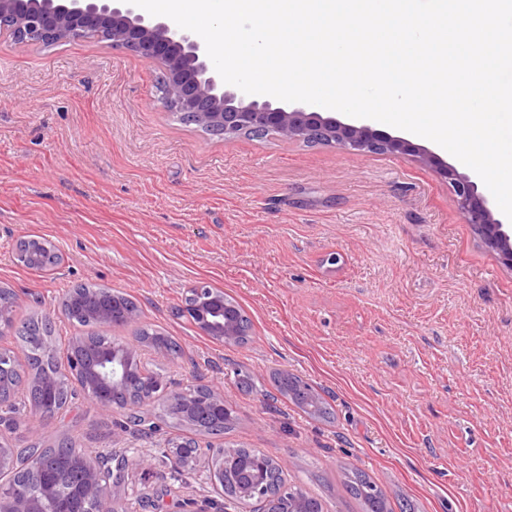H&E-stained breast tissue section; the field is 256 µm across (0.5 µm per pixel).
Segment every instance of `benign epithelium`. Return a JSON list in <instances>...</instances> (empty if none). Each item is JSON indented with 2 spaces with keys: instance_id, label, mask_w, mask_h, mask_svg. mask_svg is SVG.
<instances>
[{
  "instance_id": "obj_1",
  "label": "benign epithelium",
  "mask_w": 512,
  "mask_h": 512,
  "mask_svg": "<svg viewBox=\"0 0 512 512\" xmlns=\"http://www.w3.org/2000/svg\"><path fill=\"white\" fill-rule=\"evenodd\" d=\"M92 34L162 69L169 100L183 121L217 127L226 139L268 133L287 141L334 145L358 154L408 155L421 164L435 166L453 191L466 223L474 226L501 264L512 268V224L505 223L494 211L491 194L477 178L459 172L409 140L378 133L365 123L354 125L324 117L308 106L285 108L269 101L250 100L248 94L223 82L205 44L193 32L171 21L145 16L123 0H0V42L57 43ZM189 297L193 298L191 308L204 317L198 325L203 335L221 342L236 341L235 315L224 307V300L204 284L190 289ZM16 305L15 297L0 292L1 336L16 330ZM90 313L109 326L137 318V314L106 297L100 298ZM139 351L136 343L116 341L108 348L93 349L86 337L76 336L66 363L51 372L31 375L29 384L46 394L75 382L104 414L110 415L118 407L129 422L142 417L157 393H165L164 412L183 418L190 429L182 441L169 437L160 444L161 457L169 470L185 473L203 463L219 497H224V480L228 479L236 484L243 512H277L276 502L267 494L266 474L250 470L246 472L247 480L237 482L235 449L202 448L192 434L202 428L203 422L224 411L221 385L209 383L198 394L184 393L168 388L162 375L143 370L138 375L139 392L126 396L119 405L112 402V393L127 384L126 359L138 357ZM38 470L33 490L0 483V512H56L60 480L45 462L38 465ZM74 503L72 512H82L88 505L93 506V512H131L113 502L107 469L90 458L81 465Z\"/></svg>"
}]
</instances>
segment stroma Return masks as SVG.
<instances>
[{"instance_id":"stroma-1","label":"stroma","mask_w":512,"mask_h":512,"mask_svg":"<svg viewBox=\"0 0 512 512\" xmlns=\"http://www.w3.org/2000/svg\"><path fill=\"white\" fill-rule=\"evenodd\" d=\"M159 69L95 39L0 44V287L16 320L59 311L80 283L123 292L178 357L140 363L187 390L224 384L236 420L225 445L273 457L324 512H361L341 466L367 473L394 512H512V270L465 224L434 168L275 136L221 139L181 123ZM43 238L60 262L16 259ZM233 298L247 343L201 334L180 314L189 288ZM325 400L312 417L270 400L272 375ZM159 430L125 427L88 397L55 425L22 410L0 441L75 438L89 455L130 459L114 491L133 512H181L212 493L209 472L160 478ZM142 455L151 468L134 465Z\"/></svg>"}]
</instances>
